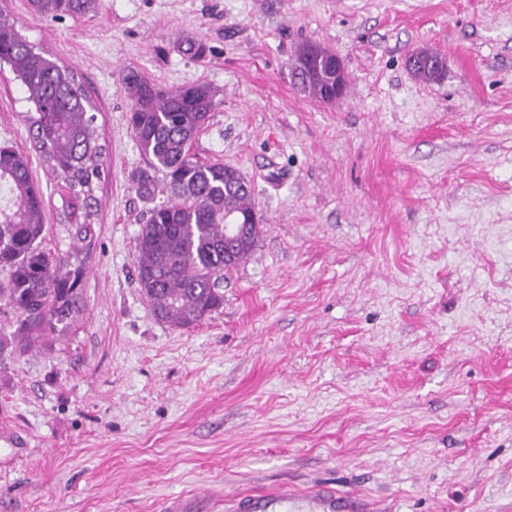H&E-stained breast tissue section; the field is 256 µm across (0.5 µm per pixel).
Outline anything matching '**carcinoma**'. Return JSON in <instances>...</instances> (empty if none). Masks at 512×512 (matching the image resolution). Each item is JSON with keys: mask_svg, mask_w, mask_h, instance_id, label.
<instances>
[{"mask_svg": "<svg viewBox=\"0 0 512 512\" xmlns=\"http://www.w3.org/2000/svg\"><path fill=\"white\" fill-rule=\"evenodd\" d=\"M43 17L86 16L99 0H29ZM180 52L196 62L208 47L186 38ZM308 59L297 53L295 70L309 76L303 88L326 101L331 73L318 68V57L332 53L316 47ZM413 72L426 82L444 76L427 50L413 52ZM10 66L34 111L27 113L33 147L62 190L60 226L71 241L65 255L46 244L43 192L30 174L28 155L0 145V302L14 312V330L0 328V363L28 352L50 336H64L83 317V250L96 232L95 191L101 181L107 148L96 124L97 107L78 72L36 51L0 9V64ZM129 99L128 122L147 167L133 176L137 194L146 200L162 173L170 200L150 209L136 238L137 281L155 316L189 328L224 304V272L251 255L260 225L250 227L249 241L233 262L224 261V211L247 215L252 200L239 196L251 189L231 182L230 168L204 163L190 146L219 105L206 83L164 90L134 68L122 74Z\"/></svg>", "mask_w": 512, "mask_h": 512, "instance_id": "1", "label": "carcinoma"}]
</instances>
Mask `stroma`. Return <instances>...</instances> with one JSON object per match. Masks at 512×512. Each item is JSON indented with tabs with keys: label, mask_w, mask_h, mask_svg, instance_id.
Returning a JSON list of instances; mask_svg holds the SVG:
<instances>
[{
	"label": "stroma",
	"mask_w": 512,
	"mask_h": 512,
	"mask_svg": "<svg viewBox=\"0 0 512 512\" xmlns=\"http://www.w3.org/2000/svg\"><path fill=\"white\" fill-rule=\"evenodd\" d=\"M0 4L81 75L107 145L85 315L0 364V512H226L281 485L275 512L325 488L336 512H512V0ZM307 44L343 60V98L296 84ZM419 48L442 80L407 69ZM128 68L217 91L192 151L237 169L262 217L189 328L136 281ZM29 109L0 68V144L29 155L52 220ZM31 10L43 17L86 16L95 13L99 0H29Z\"/></svg>",
	"instance_id": "1"
}]
</instances>
